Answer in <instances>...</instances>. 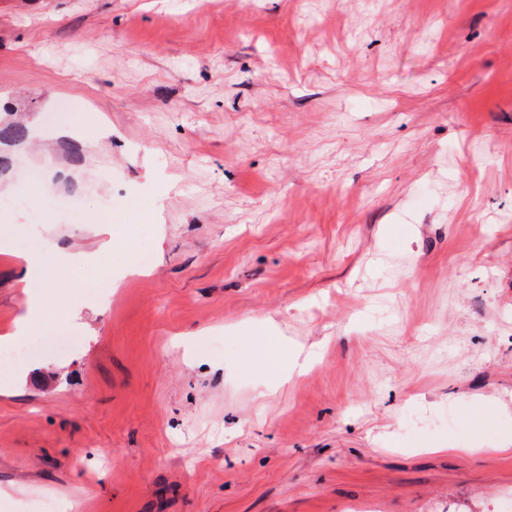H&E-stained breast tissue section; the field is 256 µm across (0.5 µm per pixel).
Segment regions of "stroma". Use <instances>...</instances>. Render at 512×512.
Listing matches in <instances>:
<instances>
[{"mask_svg": "<svg viewBox=\"0 0 512 512\" xmlns=\"http://www.w3.org/2000/svg\"><path fill=\"white\" fill-rule=\"evenodd\" d=\"M0 105L1 229L88 250L108 197L140 244L0 363V512L512 498V0H0Z\"/></svg>", "mask_w": 512, "mask_h": 512, "instance_id": "1", "label": "stroma"}]
</instances>
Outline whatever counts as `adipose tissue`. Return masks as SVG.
<instances>
[{
    "instance_id": "obj_1",
    "label": "adipose tissue",
    "mask_w": 512,
    "mask_h": 512,
    "mask_svg": "<svg viewBox=\"0 0 512 512\" xmlns=\"http://www.w3.org/2000/svg\"><path fill=\"white\" fill-rule=\"evenodd\" d=\"M123 214L110 216L104 228L107 241L96 251L76 255L59 248H35L21 252L23 263L21 281L35 283L39 292L30 294L26 307L15 322L13 330L0 336V347L10 348L24 340L43 321V312L48 302L54 301L53 285L59 279H67L72 284H80L87 269H95L98 274L111 276L114 270L125 267L127 257L136 250L135 242L122 238Z\"/></svg>"
}]
</instances>
